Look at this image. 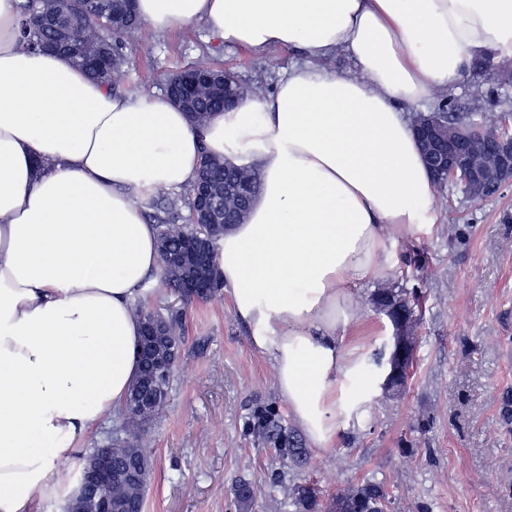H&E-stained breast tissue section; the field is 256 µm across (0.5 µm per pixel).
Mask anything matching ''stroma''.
Returning a JSON list of instances; mask_svg holds the SVG:
<instances>
[{
    "instance_id": "1",
    "label": "stroma",
    "mask_w": 512,
    "mask_h": 512,
    "mask_svg": "<svg viewBox=\"0 0 512 512\" xmlns=\"http://www.w3.org/2000/svg\"><path fill=\"white\" fill-rule=\"evenodd\" d=\"M203 53L259 97L306 60L296 48L258 54L224 45L200 23L163 33L146 26L125 73L143 95H159L169 71ZM476 81L467 72L449 87L457 108L512 125V85L491 84L476 105ZM434 217L395 243L396 273L356 296L362 341L381 360L393 327L373 294L383 286L423 297L413 378L401 392H375L333 447L308 448L299 468L283 464L277 449L303 433L228 293L188 305L173 291H153L149 309L178 314L182 344L166 408L147 435L153 467L143 512H239L233 488L241 481L253 489L252 512H294V484L329 497L367 480L386 487V512H512V419L503 416L512 397V185L477 204L436 189ZM271 407L282 425L277 439L258 421Z\"/></svg>"
}]
</instances>
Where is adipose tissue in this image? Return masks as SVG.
I'll return each mask as SVG.
<instances>
[{"label": "adipose tissue", "mask_w": 512, "mask_h": 512, "mask_svg": "<svg viewBox=\"0 0 512 512\" xmlns=\"http://www.w3.org/2000/svg\"><path fill=\"white\" fill-rule=\"evenodd\" d=\"M18 3L0 0V512L63 500L60 463L123 406L134 309L160 268L134 198L189 186L204 151L261 166L217 263L289 416L329 448L378 385L353 293L395 271L391 236L433 221L405 109L482 53L512 56V0H137L155 31L200 22L227 45L310 58L200 133L167 97L114 94L25 49ZM335 52L357 75L319 66Z\"/></svg>", "instance_id": "1"}]
</instances>
